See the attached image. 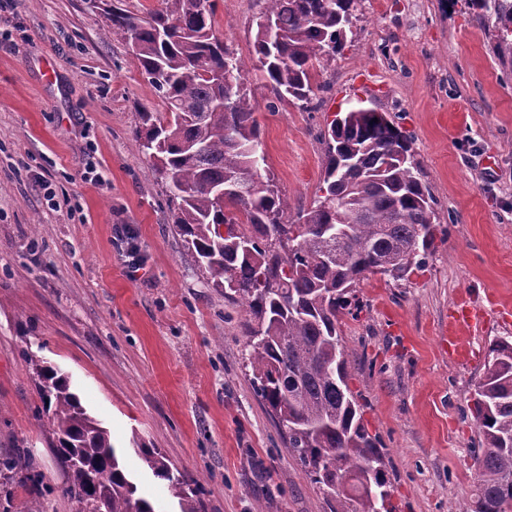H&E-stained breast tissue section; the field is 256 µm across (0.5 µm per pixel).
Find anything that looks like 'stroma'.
<instances>
[{"instance_id": "stroma-1", "label": "stroma", "mask_w": 512, "mask_h": 512, "mask_svg": "<svg viewBox=\"0 0 512 512\" xmlns=\"http://www.w3.org/2000/svg\"><path fill=\"white\" fill-rule=\"evenodd\" d=\"M264 6L216 0L215 28L247 64L289 214L313 203L321 135L357 95L411 138L436 200L427 267L362 280L343 338L349 386L381 440L390 512H460L476 483L466 403L485 347L512 336V76L491 53L494 29L464 0L447 11L439 0H362L354 41L315 65L321 106L305 112L274 102L256 67ZM108 25L86 0L0 8V30L15 36L0 43V457L29 453L41 474L37 489L0 486V512H73L27 350L70 374L156 512L177 504L130 453L135 440L202 484L201 512H332L255 392L245 311L205 285L136 149L139 112L164 106ZM87 158L108 189L80 179ZM133 248L145 265L136 273ZM463 302L487 308L485 321L452 323ZM444 336L463 356L448 358Z\"/></svg>"}]
</instances>
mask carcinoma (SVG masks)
<instances>
[{
    "label": "carcinoma",
    "mask_w": 512,
    "mask_h": 512,
    "mask_svg": "<svg viewBox=\"0 0 512 512\" xmlns=\"http://www.w3.org/2000/svg\"><path fill=\"white\" fill-rule=\"evenodd\" d=\"M360 2L265 0L253 49L277 101L317 110L314 61L352 42L347 18L358 20ZM466 3L493 23L495 56L512 75V0ZM162 4L146 17L108 7L112 29L127 37L165 106L139 113L138 149L165 181L172 223L207 287L244 307L252 382L291 455L334 499V512H388L384 456L349 388L341 327L343 316H358L354 288L368 275L401 281L426 267L435 200L412 141L370 101L355 114L337 113L324 134L322 195L288 218L244 63L216 33L215 2ZM283 237L292 240L286 252L278 246ZM26 363L75 512H155L137 496L111 432L88 412L69 376L34 352ZM469 402L478 479L466 512H512V339L489 342ZM133 445L179 512H200L197 480L173 472L159 449ZM0 477L26 486L39 473L31 458L16 456L0 458Z\"/></svg>",
    "instance_id": "cac0c4a2"
}]
</instances>
